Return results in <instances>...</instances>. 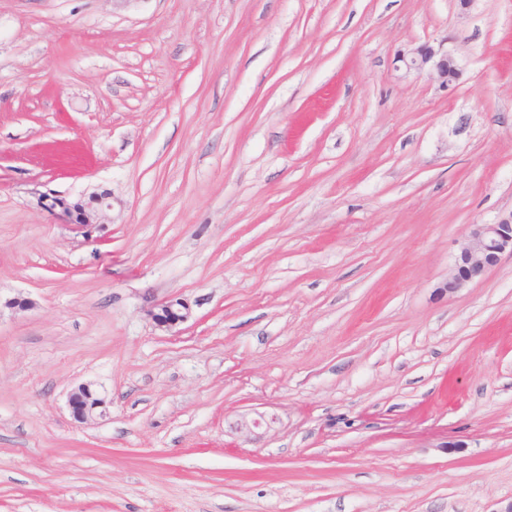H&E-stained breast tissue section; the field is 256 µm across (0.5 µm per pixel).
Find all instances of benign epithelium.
<instances>
[{"label":"benign epithelium","mask_w":512,"mask_h":512,"mask_svg":"<svg viewBox=\"0 0 512 512\" xmlns=\"http://www.w3.org/2000/svg\"><path fill=\"white\" fill-rule=\"evenodd\" d=\"M399 61L409 71H421L430 66L445 84L457 80L459 76L454 58L430 46L420 47L412 56H403ZM111 210V196L96 194L93 206L83 214L80 224L86 227L106 224ZM506 254L512 256V213L494 224L471 225L454 258L453 274L448 278L443 291L451 295L466 284L483 277ZM188 315L189 309L183 301L170 298L159 311L152 314V318L158 326L171 328L185 321ZM68 405L73 417L81 422L94 420L105 413L104 400L90 384L77 386L69 395Z\"/></svg>","instance_id":"obj_1"}]
</instances>
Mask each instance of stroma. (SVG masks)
<instances>
[{
  "label": "stroma",
  "mask_w": 512,
  "mask_h": 512,
  "mask_svg": "<svg viewBox=\"0 0 512 512\" xmlns=\"http://www.w3.org/2000/svg\"><path fill=\"white\" fill-rule=\"evenodd\" d=\"M511 213L512 0H0V512H503ZM408 71H421L427 66L432 67L439 79L446 85L456 81L459 76V69L452 56L446 53L435 51L430 46H423L415 50L410 57H398ZM111 210L112 201L110 194H95L93 206L83 214L79 223L86 227L92 224H107ZM506 254L512 256V213L495 224L471 225L454 258L453 274L443 291L451 295L480 279ZM188 315L189 309L183 301L170 298L162 305L158 312L152 314V318L158 326L171 328L178 323L184 322ZM81 402L82 405H78ZM104 400L91 384H80L69 395L68 405L73 417L81 422L94 420L105 413Z\"/></svg>",
  "instance_id": "stroma-1"
}]
</instances>
